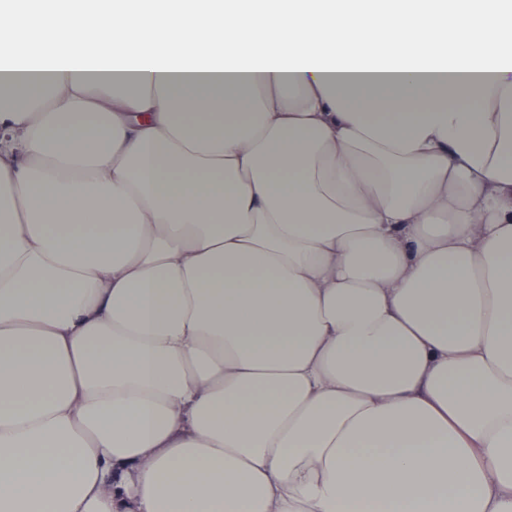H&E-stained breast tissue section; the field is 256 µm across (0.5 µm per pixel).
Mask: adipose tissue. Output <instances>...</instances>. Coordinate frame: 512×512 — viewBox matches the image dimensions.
<instances>
[{
  "label": "adipose tissue",
  "mask_w": 512,
  "mask_h": 512,
  "mask_svg": "<svg viewBox=\"0 0 512 512\" xmlns=\"http://www.w3.org/2000/svg\"><path fill=\"white\" fill-rule=\"evenodd\" d=\"M44 2L0 9V512H512V7Z\"/></svg>",
  "instance_id": "adipose-tissue-1"
}]
</instances>
